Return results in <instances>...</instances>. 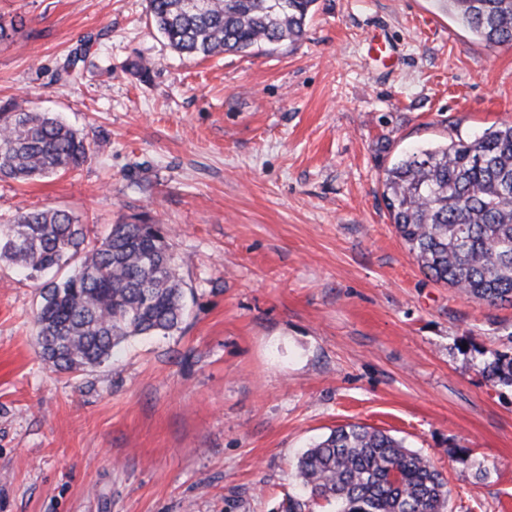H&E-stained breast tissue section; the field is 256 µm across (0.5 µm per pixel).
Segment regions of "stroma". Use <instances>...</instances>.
<instances>
[{
	"instance_id": "obj_1",
	"label": "stroma",
	"mask_w": 512,
	"mask_h": 512,
	"mask_svg": "<svg viewBox=\"0 0 512 512\" xmlns=\"http://www.w3.org/2000/svg\"><path fill=\"white\" fill-rule=\"evenodd\" d=\"M19 17L0 105L104 148L0 181V222L64 209L93 242L160 218L190 292L180 330L57 373L41 280L0 263V512H283L298 457L348 423L427 455L448 512H512V388L482 372L512 349V305L428 278L382 197L403 154L512 123V48L438 0H318L298 41L204 61L146 0H0Z\"/></svg>"
}]
</instances>
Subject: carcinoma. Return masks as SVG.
<instances>
[{
    "mask_svg": "<svg viewBox=\"0 0 512 512\" xmlns=\"http://www.w3.org/2000/svg\"><path fill=\"white\" fill-rule=\"evenodd\" d=\"M480 40L512 47V0H442ZM317 0H148L157 31L176 51L202 60L251 54L298 41ZM81 57H68L56 82L68 86ZM93 148L50 112H0V180L27 183L84 164ZM383 196L395 229L422 271L466 298L512 302V125L398 159ZM0 262L29 276L71 267L42 284L35 316L44 361L58 372L99 366L135 336L167 334L187 315L185 283L160 220L114 224L85 244L66 210L33 209L0 224ZM483 372L512 387V353L492 351ZM305 497L334 512H447L448 482L403 441L361 424L338 427L298 458Z\"/></svg>",
    "mask_w": 512,
    "mask_h": 512,
    "instance_id": "cac0c4a2",
    "label": "carcinoma"
}]
</instances>
